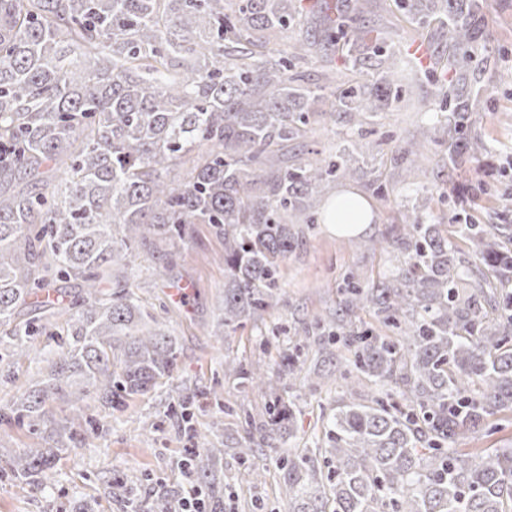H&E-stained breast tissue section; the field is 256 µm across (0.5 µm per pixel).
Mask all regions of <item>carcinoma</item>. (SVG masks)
I'll return each instance as SVG.
<instances>
[{
  "label": "carcinoma",
  "instance_id": "1",
  "mask_svg": "<svg viewBox=\"0 0 512 512\" xmlns=\"http://www.w3.org/2000/svg\"><path fill=\"white\" fill-rule=\"evenodd\" d=\"M408 21L448 34V56L423 65L366 24L368 0H0V362L30 354L44 314L62 313L66 340L43 378L10 406L19 423L69 405L61 426L91 424L88 400L145 395L174 370L172 336L128 286L144 249L181 253L194 224L224 240L226 326L257 322L278 299L294 250L293 218L314 207L328 177L348 180L363 134L325 166H288V142L320 122L295 62L333 76V111L363 131L402 98L400 82L445 101L430 129L448 139V176L487 154L474 114L491 81L479 0H394ZM292 30L288 49L280 32ZM380 241L390 273H349L320 334L283 357L307 385L321 368L340 381L324 438L282 450L297 432L295 401L236 358L224 375L268 397L246 419L239 458L280 455L289 512H512V448L465 452L457 439L512 413V224L464 225L461 243L426 205ZM79 293L50 299L57 282ZM372 314L382 329L361 322ZM320 368L305 370L310 350ZM184 473L203 512H224V449L195 435ZM55 451L23 453L0 474L54 480Z\"/></svg>",
  "mask_w": 512,
  "mask_h": 512
}]
</instances>
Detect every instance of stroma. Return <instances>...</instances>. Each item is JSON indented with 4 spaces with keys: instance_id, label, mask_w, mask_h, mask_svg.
I'll use <instances>...</instances> for the list:
<instances>
[{
    "instance_id": "1",
    "label": "stroma",
    "mask_w": 512,
    "mask_h": 512,
    "mask_svg": "<svg viewBox=\"0 0 512 512\" xmlns=\"http://www.w3.org/2000/svg\"><path fill=\"white\" fill-rule=\"evenodd\" d=\"M491 32L487 67L495 89L477 113L475 129L492 147L484 173L471 167L455 171L452 181L433 191L435 212L453 214L463 187L484 183L485 191L475 201L474 214L485 224H512V0H488L486 13ZM366 21L387 33L398 45L416 40L436 52L445 51L446 36L436 29L408 22L392 0H371ZM431 114L382 112L368 126L370 139L379 141L380 153L359 162L356 180H330L325 194L356 191L370 202L374 221L367 230L350 239L331 232L322 222L296 219L299 242L281 265L280 300L270 307L259 324L230 329L221 322L224 304V243L209 225L198 224L182 251L175 257L141 255L130 288L150 311H158L163 296L177 298V308L162 321L177 343L175 368L148 394L125 399L120 409L91 402L90 412L99 424L96 437L85 445L56 447L52 428L69 422L67 405H49V427L30 431L15 421L0 423V459L55 447V482L39 488L11 477L0 478V512H126L127 501L115 495L116 482L137 493L142 507H149L158 487L185 496L188 483L181 461L191 447V430L209 434L224 450V502L226 512H288V495L280 479V459L258 455L257 465L267 471L265 483H251L248 466L237 454L244 434V417L262 420L267 398L240 380L225 376V358L261 366L269 375L282 371V353L302 335L315 316L335 313L338 290L347 273L367 277L387 268L377 244L391 225L401 224L417 201L409 184L393 163L403 140L430 126ZM354 131L344 122L324 119L306 139L290 142L288 161L297 165L310 158L335 154ZM51 337H33L28 358L0 366V407L27 392L38 377L40 361L52 347ZM194 397L193 416L182 424L180 411L172 405L176 394ZM301 413L299 435L282 440V448H300L322 414L336 401V379L325 376L318 390H309L302 380L281 387ZM467 450L512 447V415L490 419L480 433H466L458 442Z\"/></svg>"
}]
</instances>
